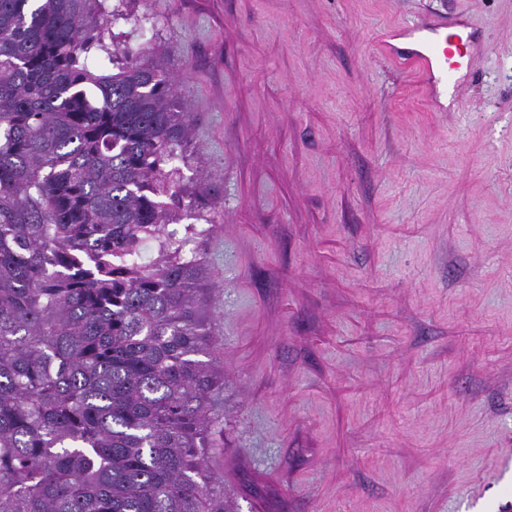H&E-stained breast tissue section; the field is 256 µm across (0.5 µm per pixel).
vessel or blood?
Returning <instances> with one entry per match:
<instances>
[{"instance_id":"vessel-or-blood-1","label":"vessel or blood","mask_w":512,"mask_h":512,"mask_svg":"<svg viewBox=\"0 0 512 512\" xmlns=\"http://www.w3.org/2000/svg\"><path fill=\"white\" fill-rule=\"evenodd\" d=\"M449 21L437 16L418 25L404 23L389 29L383 37V55L395 65L417 75L429 111L448 109V87L453 57H471L479 38L468 31L466 39L448 34Z\"/></svg>"}]
</instances>
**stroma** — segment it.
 <instances>
[{"instance_id": "35a3bbf8", "label": "stroma", "mask_w": 512, "mask_h": 512, "mask_svg": "<svg viewBox=\"0 0 512 512\" xmlns=\"http://www.w3.org/2000/svg\"><path fill=\"white\" fill-rule=\"evenodd\" d=\"M224 222L198 231L239 512H512V0H131ZM481 35L447 111L395 22Z\"/></svg>"}]
</instances>
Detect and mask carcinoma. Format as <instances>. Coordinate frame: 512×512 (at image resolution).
<instances>
[{
  "instance_id": "1",
  "label": "carcinoma",
  "mask_w": 512,
  "mask_h": 512,
  "mask_svg": "<svg viewBox=\"0 0 512 512\" xmlns=\"http://www.w3.org/2000/svg\"><path fill=\"white\" fill-rule=\"evenodd\" d=\"M122 18L0 0V512H236L205 260L168 229L219 215L165 64L105 41Z\"/></svg>"
}]
</instances>
